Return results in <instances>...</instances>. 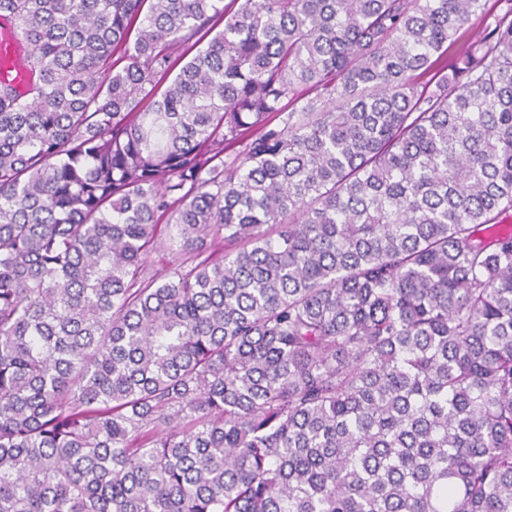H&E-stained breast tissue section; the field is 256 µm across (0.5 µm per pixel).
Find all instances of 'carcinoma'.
<instances>
[{
    "label": "carcinoma",
    "instance_id": "1",
    "mask_svg": "<svg viewBox=\"0 0 512 512\" xmlns=\"http://www.w3.org/2000/svg\"><path fill=\"white\" fill-rule=\"evenodd\" d=\"M0 28V512H512V0ZM26 54L9 30L0 29V76L20 79L28 71Z\"/></svg>",
    "mask_w": 512,
    "mask_h": 512
}]
</instances>
